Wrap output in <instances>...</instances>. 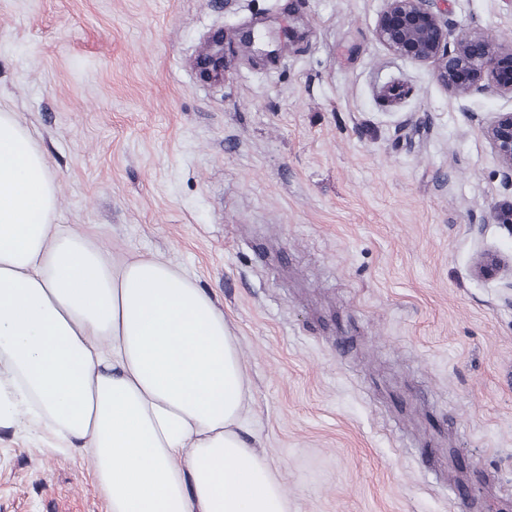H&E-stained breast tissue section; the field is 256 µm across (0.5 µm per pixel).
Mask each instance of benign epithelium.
<instances>
[{
    "label": "benign epithelium",
    "mask_w": 512,
    "mask_h": 512,
    "mask_svg": "<svg viewBox=\"0 0 512 512\" xmlns=\"http://www.w3.org/2000/svg\"><path fill=\"white\" fill-rule=\"evenodd\" d=\"M384 2L374 37L387 50L415 62L433 64L437 82L455 97L482 92L512 98V50L505 52L492 38L471 32L462 34L451 48L448 24L432 10L430 0ZM196 65L204 79L217 83L223 80V32L211 36ZM484 133L502 164L506 183L512 186V111L496 113ZM488 220L512 233V203L491 206ZM502 268V260L490 253L482 255L476 265L483 277L496 276Z\"/></svg>",
    "instance_id": "benign-epithelium-1"
}]
</instances>
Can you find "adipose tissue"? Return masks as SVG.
<instances>
[{
	"label": "adipose tissue",
	"instance_id": "1",
	"mask_svg": "<svg viewBox=\"0 0 512 512\" xmlns=\"http://www.w3.org/2000/svg\"><path fill=\"white\" fill-rule=\"evenodd\" d=\"M44 153L0 110V392L89 456L108 512H288L243 434L247 375L214 301L57 224Z\"/></svg>",
	"mask_w": 512,
	"mask_h": 512
}]
</instances>
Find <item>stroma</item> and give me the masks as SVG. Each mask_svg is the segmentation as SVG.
Here are the masks:
<instances>
[{"mask_svg":"<svg viewBox=\"0 0 512 512\" xmlns=\"http://www.w3.org/2000/svg\"><path fill=\"white\" fill-rule=\"evenodd\" d=\"M384 0H0V109L46 152L61 224L215 301L288 512H512V304L477 258L512 201L483 127L375 41ZM512 47V0H433ZM298 27L275 60L209 37ZM401 86L393 98L389 88ZM91 460L0 416V512H106ZM199 74L211 82H221L224 77V33L215 32L208 41L206 52L196 62Z\"/></svg>","mask_w":512,"mask_h":512,"instance_id":"35a3bbf8","label":"stroma"}]
</instances>
